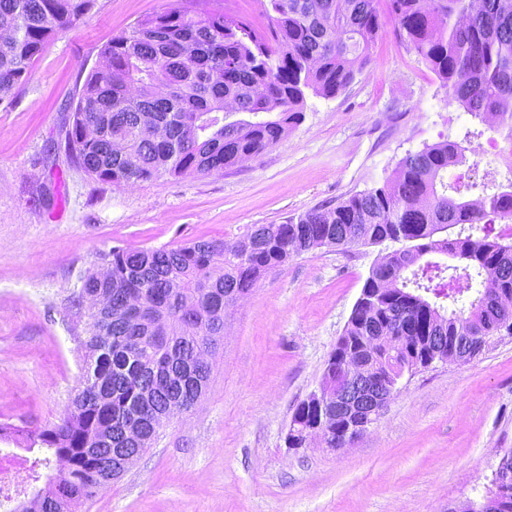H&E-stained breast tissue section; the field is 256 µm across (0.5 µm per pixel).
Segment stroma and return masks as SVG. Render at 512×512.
I'll return each instance as SVG.
<instances>
[{
  "instance_id": "1",
  "label": "stroma",
  "mask_w": 512,
  "mask_h": 512,
  "mask_svg": "<svg viewBox=\"0 0 512 512\" xmlns=\"http://www.w3.org/2000/svg\"><path fill=\"white\" fill-rule=\"evenodd\" d=\"M174 0H95L49 41L0 102V422L57 421L82 372L71 297L115 247L233 241L394 179L408 153L481 133L483 170H504L498 134L449 103L427 63L385 28L369 63L258 157L205 175L116 187L68 157L62 129L101 47ZM380 246L316 249L226 309L209 388L118 480L76 512H448L483 497L512 449V336L467 363L404 375L347 448L286 441L318 391Z\"/></svg>"
}]
</instances>
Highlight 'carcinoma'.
I'll list each match as a JSON object with an SVG mask.
<instances>
[{"label":"carcinoma","instance_id":"obj_1","mask_svg":"<svg viewBox=\"0 0 512 512\" xmlns=\"http://www.w3.org/2000/svg\"><path fill=\"white\" fill-rule=\"evenodd\" d=\"M112 37L90 71L65 137L88 175L117 187L165 175L228 170L274 146L302 114L305 90L333 97L369 62L389 16L396 31L436 74L456 103L512 143V0H267L268 25L256 28L210 0H179ZM93 0H0V100L24 84L44 44L84 17ZM164 127L161 141L143 136L140 115ZM468 148L442 141L405 156L391 185L356 193L329 210L312 209L285 224H255L240 239L199 238L175 248L115 247L102 256L108 273H88L73 304L88 318L84 369L66 413L19 433L0 423V439L21 435L41 455L38 470L63 467L42 488L36 512H74L112 480L127 424L146 437L158 418L187 405L199 388L188 374L205 335L224 331V294H245L267 273L303 253L401 240L362 288L329 356L322 393L336 395L344 377L337 354L361 352L387 381L401 368L427 367L439 355L466 363L480 355L499 321L512 318V241L490 235L495 219L512 215L508 183L448 182ZM454 238H439L445 226ZM444 254L449 291L432 282ZM142 299L132 309L129 297ZM448 299L444 306L430 296ZM484 337L483 346L471 340ZM312 412L300 404L288 447L305 444ZM489 512H512V482Z\"/></svg>","mask_w":512,"mask_h":512}]
</instances>
